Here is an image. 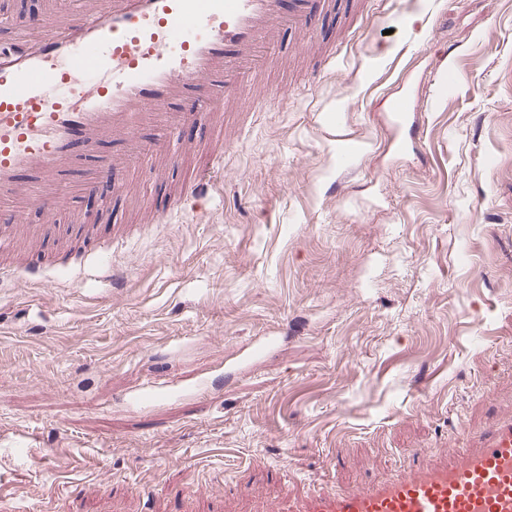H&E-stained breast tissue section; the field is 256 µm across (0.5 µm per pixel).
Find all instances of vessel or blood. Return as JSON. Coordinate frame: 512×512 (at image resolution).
Instances as JSON below:
<instances>
[{
    "label": "vessel or blood",
    "mask_w": 512,
    "mask_h": 512,
    "mask_svg": "<svg viewBox=\"0 0 512 512\" xmlns=\"http://www.w3.org/2000/svg\"><path fill=\"white\" fill-rule=\"evenodd\" d=\"M331 0H43L40 16L0 49V222L30 207L56 211L76 193L72 172L112 180L125 160L159 136L206 130L208 152L168 194L165 220L190 198L211 197L224 164L223 110L242 100L265 68V49L284 29L305 31ZM411 96L391 108L400 147L421 140ZM287 512H512V416L488 424L446 459L361 486L310 494Z\"/></svg>",
    "instance_id": "obj_1"
}]
</instances>
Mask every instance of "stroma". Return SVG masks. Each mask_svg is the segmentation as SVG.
I'll return each instance as SVG.
<instances>
[{"label":"stroma","instance_id":"obj_1","mask_svg":"<svg viewBox=\"0 0 512 512\" xmlns=\"http://www.w3.org/2000/svg\"><path fill=\"white\" fill-rule=\"evenodd\" d=\"M276 51L204 209L145 221V173L9 228L0 512H258L443 458L512 407V0H333ZM441 63L420 153L396 151L400 75ZM106 201L111 222L67 218ZM103 234L127 279L96 278ZM32 258L44 277L16 276Z\"/></svg>","mask_w":512,"mask_h":512}]
</instances>
